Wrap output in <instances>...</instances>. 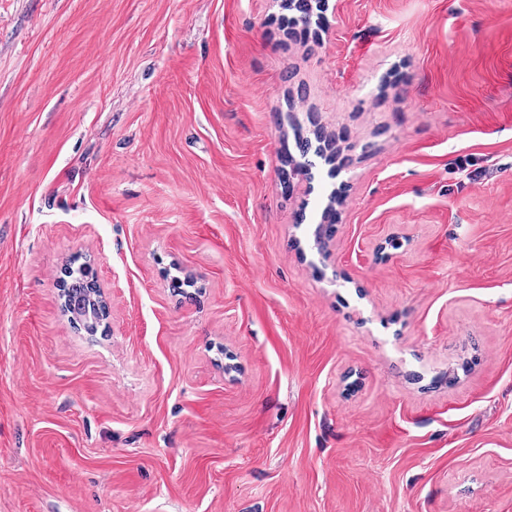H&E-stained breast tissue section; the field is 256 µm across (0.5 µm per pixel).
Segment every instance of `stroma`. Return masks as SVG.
Returning a JSON list of instances; mask_svg holds the SVG:
<instances>
[{
  "mask_svg": "<svg viewBox=\"0 0 512 512\" xmlns=\"http://www.w3.org/2000/svg\"><path fill=\"white\" fill-rule=\"evenodd\" d=\"M328 5L0 0V512H512V0ZM69 285L66 283L67 295L73 307L80 313L78 316L83 322L84 329L89 334H94L99 321V309L92 298L91 287L95 294L101 297L100 286L89 276L88 267H79L74 271L67 272Z\"/></svg>",
  "mask_w": 512,
  "mask_h": 512,
  "instance_id": "1",
  "label": "stroma"
}]
</instances>
